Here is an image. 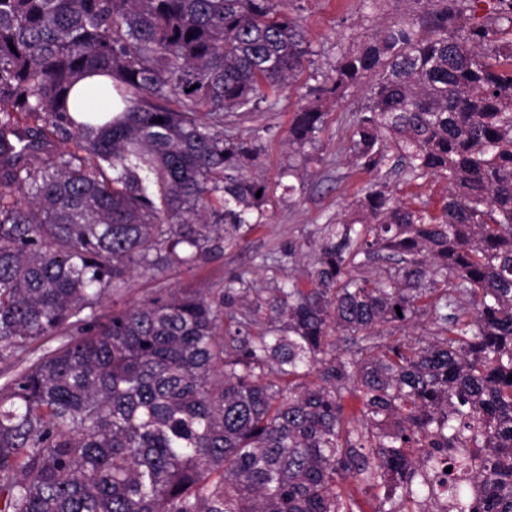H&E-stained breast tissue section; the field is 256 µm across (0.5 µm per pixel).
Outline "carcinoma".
<instances>
[{
	"label": "carcinoma",
	"instance_id": "obj_1",
	"mask_svg": "<svg viewBox=\"0 0 512 512\" xmlns=\"http://www.w3.org/2000/svg\"><path fill=\"white\" fill-rule=\"evenodd\" d=\"M471 2L342 56L288 130L304 150L376 75L353 159L386 166L390 138L448 181L439 211L371 184L307 284L240 318L239 275L115 298L260 223V146L224 113L300 67L288 0H0V512H354L348 480L417 512L446 465L452 512H512V0L491 24ZM428 314L434 336L395 335Z\"/></svg>",
	"mask_w": 512,
	"mask_h": 512
}]
</instances>
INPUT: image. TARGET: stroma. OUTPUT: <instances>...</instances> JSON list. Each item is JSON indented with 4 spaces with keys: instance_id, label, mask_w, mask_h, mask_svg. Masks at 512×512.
<instances>
[{
    "instance_id": "stroma-1",
    "label": "stroma",
    "mask_w": 512,
    "mask_h": 512,
    "mask_svg": "<svg viewBox=\"0 0 512 512\" xmlns=\"http://www.w3.org/2000/svg\"><path fill=\"white\" fill-rule=\"evenodd\" d=\"M427 9L426 0H288V10L299 19L307 44L301 68L290 84L269 93L253 111L224 115L225 134L256 140L262 148L253 171L267 179L270 193L260 224L224 242L221 251L193 269L135 271L121 303L131 305L178 288L206 294L225 287L237 274L263 289L288 275L305 279L307 259L286 257L288 246L319 238L324 224L342 216L379 179L405 202L438 211L447 190L443 179L416 180L398 167L388 165L377 172L353 161L351 128L369 103V79L351 86L341 100L325 104L311 163L301 164L288 144V127L296 111L314 98L343 55L359 51L394 22L419 20ZM291 164L298 171L295 189L288 193L281 174Z\"/></svg>"
}]
</instances>
